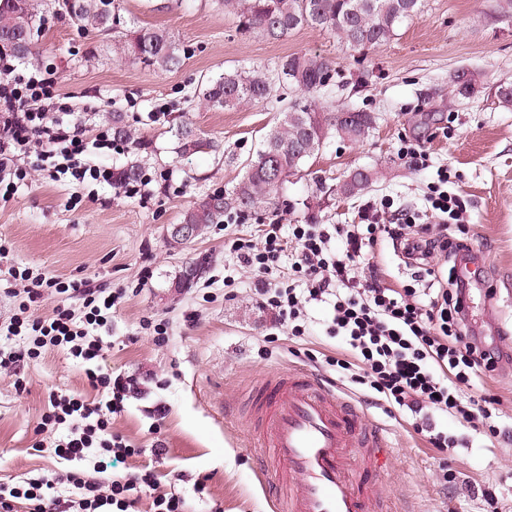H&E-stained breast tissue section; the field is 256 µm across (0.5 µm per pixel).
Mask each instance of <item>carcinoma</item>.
Returning <instances> with one entry per match:
<instances>
[{"label": "carcinoma", "instance_id": "cac0c4a2", "mask_svg": "<svg viewBox=\"0 0 512 512\" xmlns=\"http://www.w3.org/2000/svg\"><path fill=\"white\" fill-rule=\"evenodd\" d=\"M238 19L240 29L270 40H285L304 28L335 34L355 51H365L391 40L399 26L423 12L424 0H215ZM53 9L76 28L112 38V53L133 64L159 70L178 66L188 50L169 32L155 26L126 28L115 0H0V54L28 59L38 53L35 25L43 12ZM337 72L324 58L292 53L273 71L226 70L202 91L207 106L231 110L252 102H282L287 91L307 98L288 103L277 123L265 135L262 148L244 164L245 174L229 197L214 191L200 197L182 215L180 223L206 229L224 222V214L261 206L279 207V193L288 177L320 150L330 135L359 142L374 129L373 116L361 110L327 112L309 95L334 85ZM474 74L458 71L452 92L469 98L476 92ZM178 151H217L219 144L201 137L191 127L177 130ZM374 180L367 171H355L341 186L344 195L365 190Z\"/></svg>", "mask_w": 512, "mask_h": 512}]
</instances>
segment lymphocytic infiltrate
I'll return each instance as SVG.
<instances>
[{
    "mask_svg": "<svg viewBox=\"0 0 512 512\" xmlns=\"http://www.w3.org/2000/svg\"><path fill=\"white\" fill-rule=\"evenodd\" d=\"M7 77L0 79V191L14 194L28 176L14 162L37 150L41 167L48 172L71 174L78 181L118 187L125 195L150 200L148 173L136 184L117 180L111 166L86 162L89 150L99 154L124 153L125 142L113 139L109 126L87 138L78 121L56 106L55 71L34 65L15 72L10 61L0 62ZM410 221L385 224L380 211L370 208L361 224H299L294 238L298 249L296 273L308 283L306 294L292 288H271L268 304L277 310L289 335H305L300 324L302 304L331 301L333 316L327 327L331 336L344 337L350 359L336 360L342 378L367 387L389 405L409 411L414 430L439 451L457 447L454 436L440 430L436 417L452 414L473 430L496 436L497 400L493 396L467 397L463 386L474 377L498 370L503 359L499 348L476 336L469 327L472 281L462 278L458 265L479 264L467 239L445 235L412 237ZM403 244L405 253L453 257L448 273L426 268L427 287L388 286L371 264L369 255L380 237ZM345 241L343 251L329 248L331 240ZM281 245L275 230H267L262 245L237 244L240 263L259 275L270 272ZM19 312L1 328L5 335L28 332L30 341L17 351H0V371H11L21 362L39 359L50 348L64 346L82 366L85 378L99 394L87 400L77 394H53L42 427L67 430L55 448L58 457L86 460L90 453L133 457L137 451L112 431V416L134 384L132 378L112 375L101 364L100 328L112 317L123 291L106 294L81 283H64L52 277H32ZM57 296L51 317L34 315L45 296ZM79 296L83 316L75 318L66 301ZM155 474L141 466L117 479H103L75 470L65 476L46 473L17 486L0 484V512H134L145 489L155 487Z\"/></svg>",
    "mask_w": 512,
    "mask_h": 512,
    "instance_id": "1",
    "label": "lymphocytic infiltrate"
}]
</instances>
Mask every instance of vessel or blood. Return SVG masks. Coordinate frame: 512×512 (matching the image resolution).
Here are the masks:
<instances>
[{
  "label": "vessel or blood",
  "instance_id": "b4317fda",
  "mask_svg": "<svg viewBox=\"0 0 512 512\" xmlns=\"http://www.w3.org/2000/svg\"><path fill=\"white\" fill-rule=\"evenodd\" d=\"M250 412L278 512H392L373 491L371 464L387 446L384 436L319 378L306 371L265 378Z\"/></svg>",
  "mask_w": 512,
  "mask_h": 512
}]
</instances>
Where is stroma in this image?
<instances>
[{
	"mask_svg": "<svg viewBox=\"0 0 512 512\" xmlns=\"http://www.w3.org/2000/svg\"><path fill=\"white\" fill-rule=\"evenodd\" d=\"M127 26L165 28L189 54L171 71L117 61L111 41L78 30L67 19H41L39 63L58 75L62 103L87 136L121 113L138 146L109 156L116 167L138 162L151 174L172 172L166 188L154 189L148 203L107 185L81 183L71 176L50 177L37 158H23L31 174L18 191L0 198V239L11 251L0 259V323L15 312L6 291L15 287L11 268L30 267L60 281L95 288H121L125 296L101 335L104 364L132 376L135 390L112 418V430L141 455L94 456L85 470L120 476L147 465L158 476L138 508L149 512L155 493L184 497L189 512H273L268 485L251 443L258 428L245 409L258 383L290 369H305L364 410L390 445L379 463L376 491L388 495L395 512H485L484 493L498 512H512V107L496 97L499 84L512 83V22L498 16V0H424L421 17L405 21L386 44L358 52L334 34L315 28L273 41L238 32L235 16L216 10L211 0H117ZM308 53L331 61L335 86L322 92L327 111L360 109L376 124L368 138L351 143L329 138L323 148L289 177L278 210L229 211L223 223L186 246L173 248L168 231L182 212L214 190L231 192L274 125V104H246L234 110L204 107L201 90L225 70H270L281 57ZM465 68L477 79L469 98L454 96L450 82ZM190 124L218 141L220 151L180 156L176 126ZM420 145L425 167L401 160L404 142ZM376 172L373 184L347 197L339 185L352 170ZM449 171V193L465 200L460 225L449 236L466 234L483 258L487 285L473 289L470 325L503 352L500 368L474 379L472 395L499 401L498 437L441 416L438 426L462 439L459 448L439 452L416 434L409 412L389 408L361 388L338 381L336 370L306 356L346 352L341 339L326 336L329 304H305V336H289L275 310L266 305L258 277L242 266L235 241H260L265 225H281L286 251L270 275L273 283L305 288L292 270L296 224H358L370 201L388 200L386 221L413 215L437 224L429 189L440 171ZM204 261L190 288L174 282L186 262ZM373 261L397 288L422 270L399 246L383 240ZM153 277L142 281L141 270ZM165 323L167 341L156 343L147 326ZM24 379L18 390L16 379ZM94 398L83 370L66 349L56 348L25 366L21 374L0 372V483L14 485L38 474L68 471L54 455V434L38 433L52 393ZM164 410L157 418L156 410ZM166 452L154 456L155 440ZM203 492H196L195 483Z\"/></svg>",
	"mask_w": 512,
	"mask_h": 512,
	"instance_id": "35a3bbf8",
	"label": "stroma"
}]
</instances>
